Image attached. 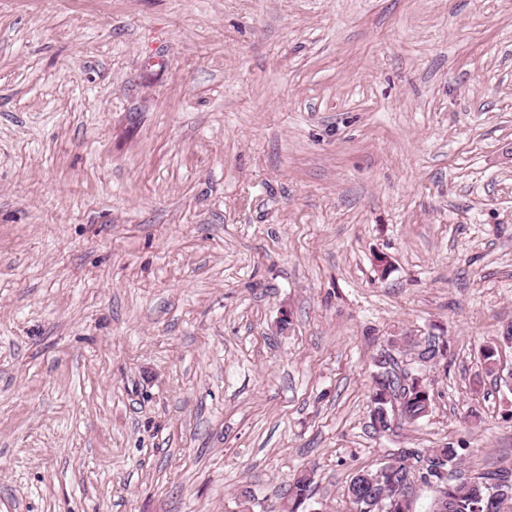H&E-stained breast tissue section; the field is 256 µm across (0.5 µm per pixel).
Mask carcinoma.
<instances>
[{
  "instance_id": "1",
  "label": "carcinoma",
  "mask_w": 512,
  "mask_h": 512,
  "mask_svg": "<svg viewBox=\"0 0 512 512\" xmlns=\"http://www.w3.org/2000/svg\"><path fill=\"white\" fill-rule=\"evenodd\" d=\"M441 343L429 339L419 346L417 356L424 362L444 357ZM393 357L377 359V375L372 377L370 386V424L373 429H390L392 416L384 415L383 409L391 408L398 402L400 416L407 423H414L426 417L431 410L429 385L420 376L405 382L396 374ZM460 449L450 444L442 448H432L421 454L415 448H401L394 462H385L377 469L362 471L351 479L348 497L356 506L357 512H410L412 485L402 484L399 472L413 470L417 480L427 485H436L443 490V500L435 501L432 512H442L440 505L445 502L450 512H500L491 491L501 490L512 494V468H502L462 480L448 477L439 472L447 465L457 467ZM311 475L302 471L292 478L288 489V512H298L307 499Z\"/></svg>"
}]
</instances>
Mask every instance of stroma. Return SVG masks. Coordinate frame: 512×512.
<instances>
[{
  "instance_id": "obj_1",
  "label": "stroma",
  "mask_w": 512,
  "mask_h": 512,
  "mask_svg": "<svg viewBox=\"0 0 512 512\" xmlns=\"http://www.w3.org/2000/svg\"><path fill=\"white\" fill-rule=\"evenodd\" d=\"M511 328L512 0H0V512L512 468ZM430 336L429 415L373 432Z\"/></svg>"
}]
</instances>
